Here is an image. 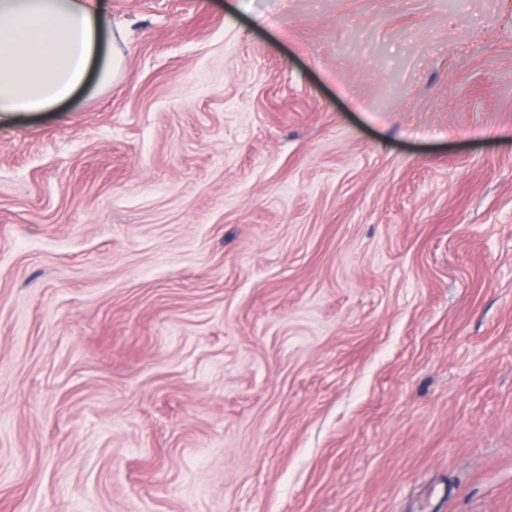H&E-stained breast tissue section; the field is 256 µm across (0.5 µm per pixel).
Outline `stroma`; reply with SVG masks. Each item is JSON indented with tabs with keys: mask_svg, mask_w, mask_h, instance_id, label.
<instances>
[{
	"mask_svg": "<svg viewBox=\"0 0 512 512\" xmlns=\"http://www.w3.org/2000/svg\"><path fill=\"white\" fill-rule=\"evenodd\" d=\"M0 119V512H512V0H103Z\"/></svg>",
	"mask_w": 512,
	"mask_h": 512,
	"instance_id": "35a3bbf8",
	"label": "stroma"
}]
</instances>
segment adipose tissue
<instances>
[{
	"label": "adipose tissue",
	"mask_w": 512,
	"mask_h": 512,
	"mask_svg": "<svg viewBox=\"0 0 512 512\" xmlns=\"http://www.w3.org/2000/svg\"><path fill=\"white\" fill-rule=\"evenodd\" d=\"M101 0H0V115L43 112L70 99L90 69L101 82L123 53H100Z\"/></svg>",
	"instance_id": "obj_1"
}]
</instances>
